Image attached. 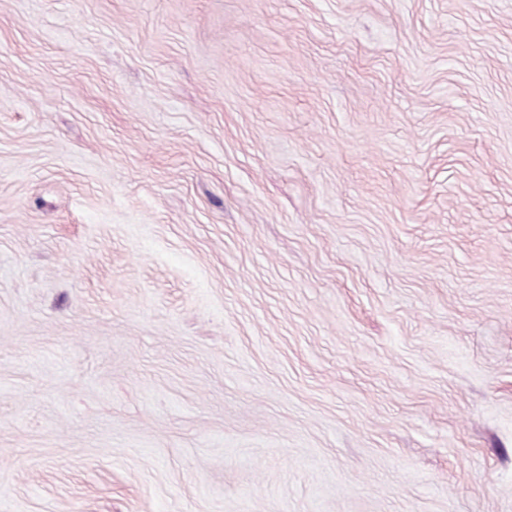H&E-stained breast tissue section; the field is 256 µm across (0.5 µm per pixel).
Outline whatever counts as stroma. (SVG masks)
I'll return each mask as SVG.
<instances>
[{"label": "stroma", "instance_id": "obj_1", "mask_svg": "<svg viewBox=\"0 0 512 512\" xmlns=\"http://www.w3.org/2000/svg\"><path fill=\"white\" fill-rule=\"evenodd\" d=\"M0 512H512V0H0Z\"/></svg>", "mask_w": 512, "mask_h": 512}]
</instances>
